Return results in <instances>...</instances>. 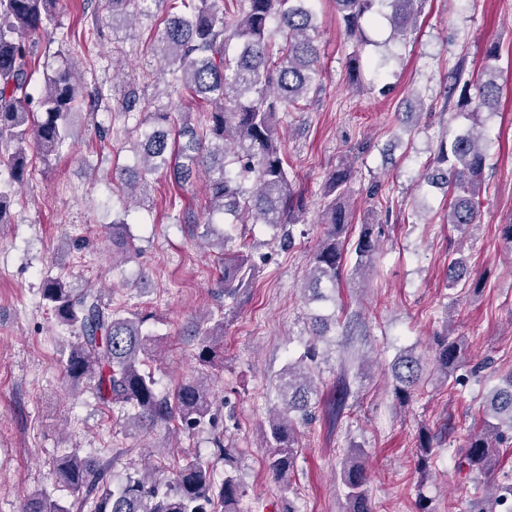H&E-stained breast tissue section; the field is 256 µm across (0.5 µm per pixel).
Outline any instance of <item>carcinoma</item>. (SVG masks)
<instances>
[{"label":"carcinoma","instance_id":"cac0c4a2","mask_svg":"<svg viewBox=\"0 0 512 512\" xmlns=\"http://www.w3.org/2000/svg\"><path fill=\"white\" fill-rule=\"evenodd\" d=\"M54 0H0V164L7 166L8 184H22L29 175V152L48 165L73 135V117L81 111V90L69 62L44 74L39 90L32 86L34 51L28 37L44 31L52 21ZM311 0H236L238 16L224 21L220 0H170L164 34L155 47L173 82L191 90L206 104V124L184 115L173 121L168 107H157L136 121L133 150L136 166L122 168L116 178L122 194L148 193L149 176L159 170L184 186L198 175L206 178L209 210L233 217L237 224L248 216L254 223L277 230L281 245L292 244V227L304 217L302 196L292 189L278 116L296 108L321 76L316 25ZM425 0H334L346 32L356 34L361 21L380 5L392 37L406 38L417 26ZM496 48L487 50L478 93L469 95L454 72L453 87H462V100L476 114L492 110L499 100ZM485 136L470 128L441 141L426 166L423 180L447 188V221L460 228L478 223L480 186L485 167ZM351 167L337 165L325 178L324 205L319 223L320 241L313 251L302 289L309 303L331 300L327 294L342 277L343 244L352 214L347 206ZM213 222L202 225L200 237L217 235L224 268L217 287L224 299L237 301L240 291L252 286L257 266L250 253L234 247L227 232L215 233ZM123 220L112 224V248L125 257L137 251ZM373 225L361 230L354 248L355 270L373 264L378 253ZM471 272L464 261L448 262V286L466 289ZM41 296L54 320L70 328L77 342L70 346L64 368L74 387L93 386L100 400L116 408L132 433L178 421L193 430L215 419L212 387L206 376L178 385L174 393L158 390L145 370L158 356L156 337L143 331L144 317L112 308L99 291L77 292L59 276L44 279ZM336 314L313 317L311 340L305 351L278 374L276 402L266 447L271 449L268 470L288 483L297 461L296 424L308 419L319 401L314 381L321 342L330 341ZM224 348V315L201 334L198 361L210 367ZM461 339L444 334L432 355L433 372L446 380L464 363ZM394 394L406 403L419 391L423 365L409 353L392 366ZM512 440V373L487 395L482 419L469 430L465 447L458 449L456 469L487 473L500 446ZM58 482L79 497L88 512H236L242 494L239 481L214 471L198 459H187L172 477L160 479L153 467L129 475L114 486L107 467L78 451L57 463ZM345 488L344 512H374L368 478L358 461L345 462L340 471ZM472 512H512V484L494 486L474 498ZM22 512H70L49 497H28Z\"/></svg>","mask_w":512,"mask_h":512}]
</instances>
